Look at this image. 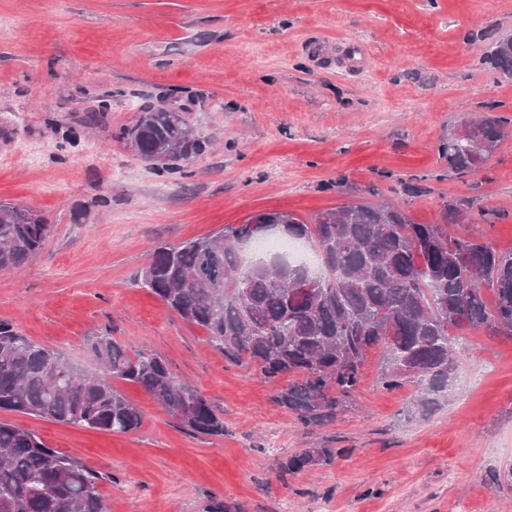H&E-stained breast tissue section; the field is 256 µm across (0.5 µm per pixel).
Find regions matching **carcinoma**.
Segmentation results:
<instances>
[{
    "label": "carcinoma",
    "mask_w": 512,
    "mask_h": 512,
    "mask_svg": "<svg viewBox=\"0 0 512 512\" xmlns=\"http://www.w3.org/2000/svg\"><path fill=\"white\" fill-rule=\"evenodd\" d=\"M494 69L512 78V38L495 43ZM482 142L448 135L440 151L463 177L505 136L504 121L480 114L463 122ZM123 138L143 155L162 154L158 172H182L178 162L207 141L178 110L140 114ZM464 198L445 205L443 223L417 224L387 203H355L320 213L308 224L293 214L262 212L245 223L178 245L154 248L141 285L181 319L202 329L228 361L254 364L270 383L288 384L275 400L306 426L336 418L354 400L367 354L385 345L378 382L410 385L427 412L448 389L457 357L448 328L512 336V251L475 233H448L468 219ZM270 224L311 243L313 272L301 262L245 253L252 226ZM50 225L30 209L0 203V271L21 269L39 254ZM310 278L308 292L288 283ZM494 293L488 305L482 286ZM89 349L102 370L80 371L59 352L0 322V410L103 432L138 429L142 415L113 386L120 379L151 394L190 432L224 434V418L193 385L172 375L166 360L100 333ZM330 448L312 447L280 463L293 473L329 464ZM102 476L76 457L48 447L36 432L0 421V512H105Z\"/></svg>",
    "instance_id": "obj_1"
}]
</instances>
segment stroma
<instances>
[{
  "instance_id": "obj_1",
  "label": "stroma",
  "mask_w": 512,
  "mask_h": 512,
  "mask_svg": "<svg viewBox=\"0 0 512 512\" xmlns=\"http://www.w3.org/2000/svg\"><path fill=\"white\" fill-rule=\"evenodd\" d=\"M512 37V0H0V202L50 226L38 258L0 273V321L99 365L110 332L166 358L224 419L184 430L151 395L115 381L142 415L112 434L0 410L101 473L106 512H512V337L449 328L458 366L424 414L378 384L371 350L354 403L304 426L277 385L235 364L139 285L154 247L268 211L305 222L386 202L437 224L469 198L494 248L512 250V79L487 60ZM183 108L208 140L158 173L120 136L147 107ZM491 112L507 136L465 177L439 147ZM318 446L330 464L282 472Z\"/></svg>"
}]
</instances>
